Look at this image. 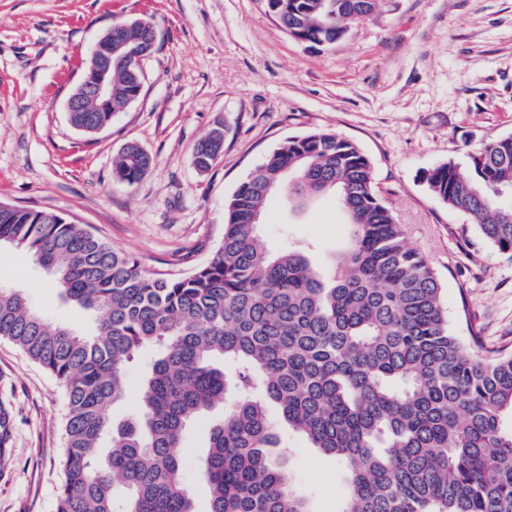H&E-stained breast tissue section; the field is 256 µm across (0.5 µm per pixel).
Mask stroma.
<instances>
[{"mask_svg": "<svg viewBox=\"0 0 512 512\" xmlns=\"http://www.w3.org/2000/svg\"><path fill=\"white\" fill-rule=\"evenodd\" d=\"M138 19L156 29L140 96L109 127L79 133L66 104L90 48L113 25ZM218 124L222 155L199 172L194 148ZM317 129L354 141L370 159L409 245L443 282L452 330L512 352V256L422 180L512 136V0H380L328 47L289 35L264 0H0V202L90 226L147 270L181 277L205 264L223 239L225 199L268 153ZM131 141L153 163L127 186L114 180L112 163ZM346 235L334 193L294 207L281 192L268 203L259 244L274 253L300 240L325 264ZM0 287L22 290L51 322L96 329L95 315L65 302L8 243L0 244ZM0 405L12 419L0 451V512H56L64 384L0 340ZM222 414L194 417L178 449L196 512L210 510L201 461ZM268 414L292 450L286 470L295 489L313 512H339L341 466L289 429L276 407Z\"/></svg>", "mask_w": 512, "mask_h": 512, "instance_id": "35a3bbf8", "label": "stroma"}]
</instances>
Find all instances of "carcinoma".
<instances>
[{
	"instance_id": "carcinoma-1",
	"label": "carcinoma",
	"mask_w": 512,
	"mask_h": 512,
	"mask_svg": "<svg viewBox=\"0 0 512 512\" xmlns=\"http://www.w3.org/2000/svg\"><path fill=\"white\" fill-rule=\"evenodd\" d=\"M281 26L312 45L333 43L338 0H265ZM153 29L118 32L125 53ZM134 79L112 62V111L70 112L97 133L136 100ZM223 129L197 144L201 172L219 160ZM151 159L129 143L113 164L128 185ZM423 180L501 252H512V136L431 169ZM288 202L331 191L351 228L327 267L305 251L269 253L258 234L270 196ZM27 251L63 298L98 315L84 335L0 289V339L66 388L67 453L56 512H194L175 452L192 417L225 406L211 429L204 475L210 512H310L285 474L266 413L276 405L311 447L345 475L341 512H512V353L452 334L443 286L373 185L358 145L328 130L292 137L238 184L224 209L222 245L185 277L140 268L86 227L49 211L0 203V242ZM153 353L135 412L116 422L126 365ZM111 447L102 453V441Z\"/></svg>"
}]
</instances>
